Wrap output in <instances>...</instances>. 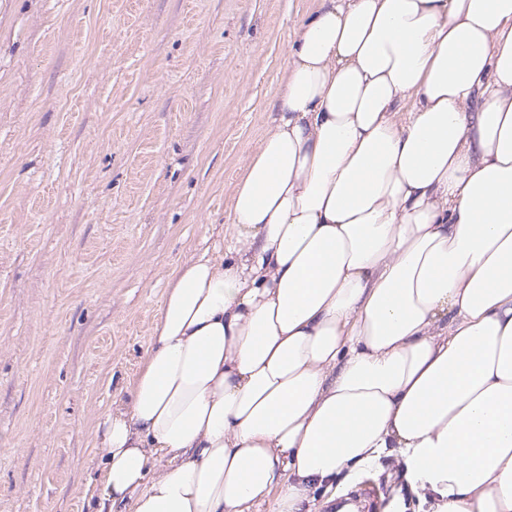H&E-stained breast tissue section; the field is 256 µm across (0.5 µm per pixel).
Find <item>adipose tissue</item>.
Instances as JSON below:
<instances>
[{"mask_svg": "<svg viewBox=\"0 0 512 512\" xmlns=\"http://www.w3.org/2000/svg\"><path fill=\"white\" fill-rule=\"evenodd\" d=\"M271 109L95 424V512H300L388 454L512 512V0H321Z\"/></svg>", "mask_w": 512, "mask_h": 512, "instance_id": "1", "label": "adipose tissue"}]
</instances>
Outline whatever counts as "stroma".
I'll list each match as a JSON object with an SVG mask.
<instances>
[{
	"label": "stroma",
	"instance_id": "35a3bbf8",
	"mask_svg": "<svg viewBox=\"0 0 512 512\" xmlns=\"http://www.w3.org/2000/svg\"><path fill=\"white\" fill-rule=\"evenodd\" d=\"M318 0H0V512H89L171 271L213 246ZM420 512L385 456L348 485Z\"/></svg>",
	"mask_w": 512,
	"mask_h": 512
}]
</instances>
